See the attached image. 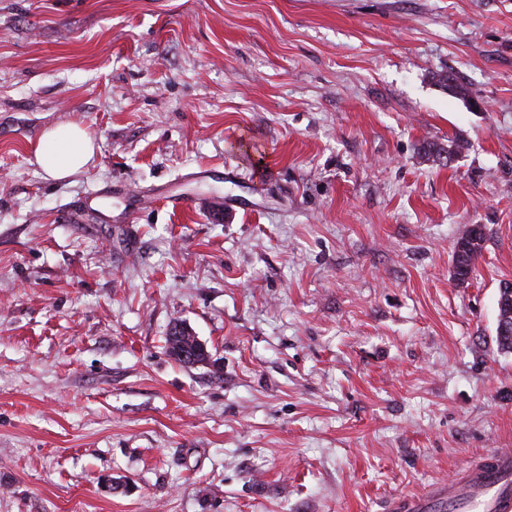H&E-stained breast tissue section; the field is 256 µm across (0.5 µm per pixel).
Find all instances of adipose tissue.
<instances>
[{
    "instance_id": "obj_1",
    "label": "adipose tissue",
    "mask_w": 512,
    "mask_h": 512,
    "mask_svg": "<svg viewBox=\"0 0 512 512\" xmlns=\"http://www.w3.org/2000/svg\"><path fill=\"white\" fill-rule=\"evenodd\" d=\"M94 154L93 141L79 124L46 131L35 148V161L50 178L63 179L79 172Z\"/></svg>"
}]
</instances>
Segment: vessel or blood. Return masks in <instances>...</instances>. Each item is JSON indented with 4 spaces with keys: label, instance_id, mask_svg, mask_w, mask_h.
Returning a JSON list of instances; mask_svg holds the SVG:
<instances>
[{
    "label": "vessel or blood",
    "instance_id": "1",
    "mask_svg": "<svg viewBox=\"0 0 512 512\" xmlns=\"http://www.w3.org/2000/svg\"><path fill=\"white\" fill-rule=\"evenodd\" d=\"M392 512H512V454L497 452L455 480L394 499Z\"/></svg>",
    "mask_w": 512,
    "mask_h": 512
}]
</instances>
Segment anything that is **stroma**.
Instances as JSON below:
<instances>
[{
	"mask_svg": "<svg viewBox=\"0 0 512 512\" xmlns=\"http://www.w3.org/2000/svg\"><path fill=\"white\" fill-rule=\"evenodd\" d=\"M505 281L512 0H0V512H387L512 452ZM93 155L92 139L76 123L46 131L34 153L37 165L52 179H64L79 172ZM485 241L484 227L475 224L468 233L457 241L453 251L454 278L460 285L470 279L474 264L481 254Z\"/></svg>",
	"mask_w": 512,
	"mask_h": 512,
	"instance_id": "obj_1",
	"label": "stroma"
}]
</instances>
